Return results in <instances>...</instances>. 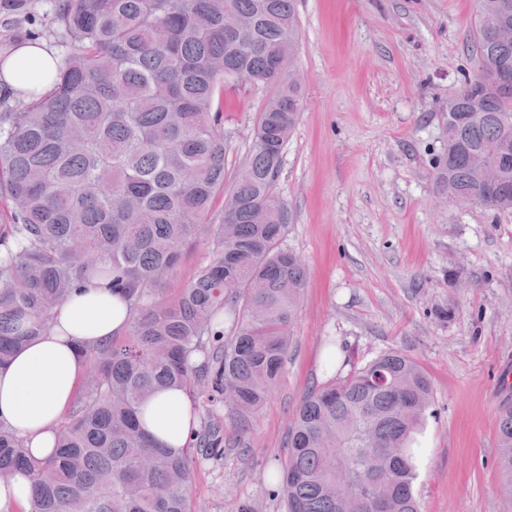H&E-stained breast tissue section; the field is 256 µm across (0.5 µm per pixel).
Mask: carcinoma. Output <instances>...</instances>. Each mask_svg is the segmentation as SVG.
<instances>
[{
	"mask_svg": "<svg viewBox=\"0 0 512 512\" xmlns=\"http://www.w3.org/2000/svg\"><path fill=\"white\" fill-rule=\"evenodd\" d=\"M251 22L224 26L227 11ZM66 47L54 86L0 112V363L49 329L72 290L104 279L133 316L122 339L90 347L82 391L44 460L0 425V478L24 469L31 512H189L198 450L224 454L218 411L239 433L278 384L308 270L283 246L291 223L274 191L303 109L280 75L301 37L295 0H58ZM512 23V0H475L480 67L459 90L439 178L448 192L512 211V98L497 86L492 29ZM246 72L272 89L251 154L230 189L223 113L215 97ZM494 166L491 191L479 167ZM224 195L226 220L211 222ZM212 256L170 302L159 287L201 238ZM233 334L224 335V324ZM183 388L197 403L192 443L159 445L141 428L143 403ZM433 403L430 378L390 351L309 390L288 427L275 493L286 512H421L414 447ZM497 466L512 504V404L498 418Z\"/></svg>",
	"mask_w": 512,
	"mask_h": 512,
	"instance_id": "obj_1",
	"label": "carcinoma"
}]
</instances>
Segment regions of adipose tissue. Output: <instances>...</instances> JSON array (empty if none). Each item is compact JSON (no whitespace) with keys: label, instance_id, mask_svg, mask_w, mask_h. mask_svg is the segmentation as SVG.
Returning a JSON list of instances; mask_svg holds the SVG:
<instances>
[{"label":"adipose tissue","instance_id":"obj_1","mask_svg":"<svg viewBox=\"0 0 512 512\" xmlns=\"http://www.w3.org/2000/svg\"><path fill=\"white\" fill-rule=\"evenodd\" d=\"M62 66V58L43 42H21L0 61V91L37 98L52 88ZM131 318L121 295L90 283L54 309L46 335L0 365V423L12 428L35 458L55 450L57 428L86 375V349L122 335ZM140 422L160 444L184 446L196 425L190 394L178 389L151 395Z\"/></svg>","mask_w":512,"mask_h":512}]
</instances>
